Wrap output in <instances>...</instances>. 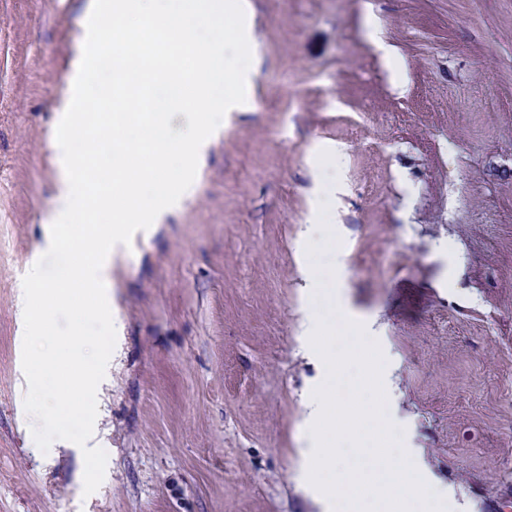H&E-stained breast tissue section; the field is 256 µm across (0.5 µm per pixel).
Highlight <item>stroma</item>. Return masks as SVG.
<instances>
[{
    "mask_svg": "<svg viewBox=\"0 0 512 512\" xmlns=\"http://www.w3.org/2000/svg\"><path fill=\"white\" fill-rule=\"evenodd\" d=\"M91 0H0V512H322L302 453L320 201L389 419L450 512L512 492V0H247V103L112 257L120 325L84 495L21 404L15 307ZM374 27H367L366 16Z\"/></svg>",
    "mask_w": 512,
    "mask_h": 512,
    "instance_id": "obj_1",
    "label": "stroma"
}]
</instances>
